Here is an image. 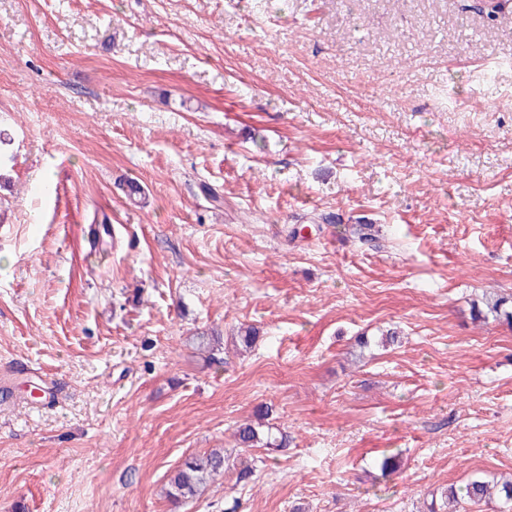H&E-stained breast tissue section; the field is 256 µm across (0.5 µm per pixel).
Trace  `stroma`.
Wrapping results in <instances>:
<instances>
[{
  "label": "stroma",
  "mask_w": 512,
  "mask_h": 512,
  "mask_svg": "<svg viewBox=\"0 0 512 512\" xmlns=\"http://www.w3.org/2000/svg\"><path fill=\"white\" fill-rule=\"evenodd\" d=\"M501 297L512 14L0 0V512H427L510 479ZM213 329L220 366L188 345ZM260 406L283 447L240 448ZM226 469H229V464H226L222 449H213L201 458H192L169 475L166 497L175 504L192 499L210 482L223 477ZM489 482L480 477H475L463 487H450L444 492V499L447 503L448 497L459 504L462 500L479 503L489 497Z\"/></svg>",
  "instance_id": "1"
}]
</instances>
